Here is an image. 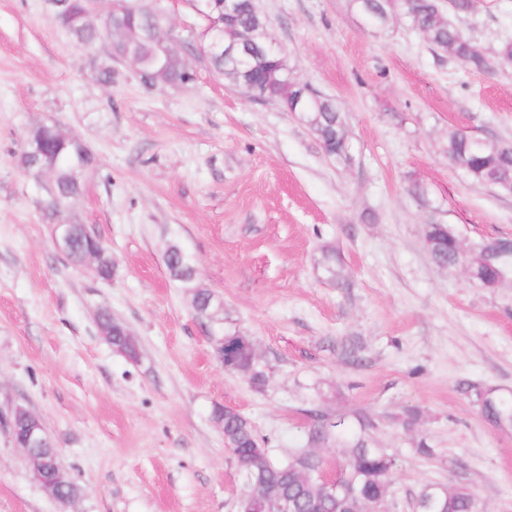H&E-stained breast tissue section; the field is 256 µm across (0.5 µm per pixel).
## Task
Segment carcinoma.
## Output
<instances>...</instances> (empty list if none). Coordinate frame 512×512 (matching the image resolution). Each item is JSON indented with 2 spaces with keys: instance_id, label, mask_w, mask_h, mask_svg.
<instances>
[{
  "instance_id": "obj_1",
  "label": "carcinoma",
  "mask_w": 512,
  "mask_h": 512,
  "mask_svg": "<svg viewBox=\"0 0 512 512\" xmlns=\"http://www.w3.org/2000/svg\"><path fill=\"white\" fill-rule=\"evenodd\" d=\"M61 11L66 14L63 30L74 42L84 48H92L107 38L110 40L109 61L98 68L97 78L103 83L112 82V61L136 57L144 64L155 63L158 46L155 35L166 39L169 63L157 72L156 82L188 84L193 75L185 74L181 57L187 48L197 46L200 41L191 39L170 40L167 17L162 15L163 4L159 0H138L134 8L117 13L105 26L87 17L89 0H63ZM221 0H212L211 24L225 40L232 39L237 31L251 23L249 10H244L235 20L224 21V8ZM356 7L368 22L384 25L393 19L397 9H402L414 27L432 46L433 51L449 55L476 72H487L500 60H512V42L504 43L494 51L476 52L477 44L466 37L447 17L445 10L456 16L469 13L473 0H448L443 7L441 0H353ZM206 61L215 74L236 81L235 72L224 69V56L214 54ZM306 118L319 139L327 158L344 161L349 158L350 143L346 121L342 113L330 101L324 100L313 105ZM27 140L40 146L43 155L44 174L53 179L56 198L55 208L44 207L49 222H54L57 214L66 212L70 202L78 197L83 188V174L94 164L90 151L63 135L53 124H40L32 128ZM448 158L466 164L465 173L475 182L485 186H512V143H491L467 135L458 130L448 132ZM427 236L432 241V258L439 265L451 267L460 259L457 248V235L448 224L426 227ZM100 241L81 224L70 227L67 259L77 265L84 262L87 252H99L97 274L102 278L112 275V260L106 250L99 248ZM166 270L171 278L193 288L192 306L199 315L216 316L218 305L205 288L195 285V263L175 241L168 244L165 252ZM100 331L116 352L131 361L137 360V342L126 334V327L112 320L107 314L99 318ZM224 367L236 372L256 388L266 382L265 370L255 358L251 345L233 341L224 348ZM483 413L503 424H512V398L488 396L482 405ZM223 420L224 447L234 457L237 468L246 472L261 462L260 479L267 484L280 485L288 497L295 502L294 512H358L357 503L350 499L337 506L325 498L319 482L303 481L298 469L310 468L314 460L303 457L297 464L287 467L270 458H262L260 437L249 418L241 413L220 414ZM348 432L345 418L336 417V423L326 424L322 438L338 439ZM343 464L351 473L355 483L350 492L363 489L376 497L382 493L386 480L390 478L394 459L384 449L370 445L364 435L353 438L344 448ZM435 485L427 484L419 492L422 512H470L472 494L464 488L447 490V510L437 503L434 509L426 506Z\"/></svg>"
}]
</instances>
